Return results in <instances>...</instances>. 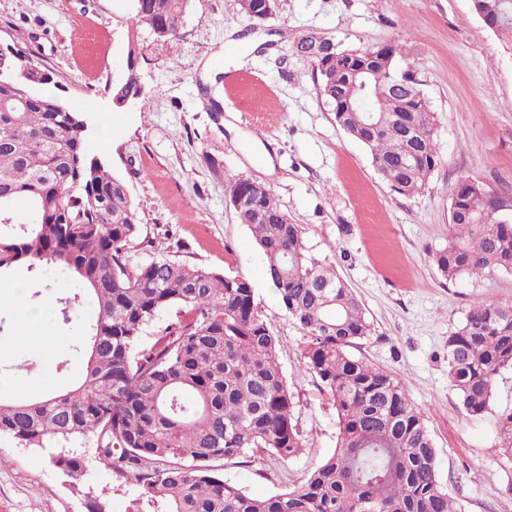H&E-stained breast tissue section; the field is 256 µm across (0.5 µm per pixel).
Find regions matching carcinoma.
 <instances>
[{
	"instance_id": "carcinoma-1",
	"label": "carcinoma",
	"mask_w": 512,
	"mask_h": 512,
	"mask_svg": "<svg viewBox=\"0 0 512 512\" xmlns=\"http://www.w3.org/2000/svg\"><path fill=\"white\" fill-rule=\"evenodd\" d=\"M187 0H134L137 22L164 37L178 34ZM512 42V0H471ZM254 23L266 0H246ZM333 41L298 40L311 58L318 94L343 131L369 152L395 192L425 191L441 162L437 120L420 83L398 65L400 48L383 44L338 60ZM30 54L0 47V102L18 88L13 75ZM43 71L24 108L0 110V278L25 263L70 273L97 305L78 340L81 378L38 398L0 397V436L44 448L87 438L94 457L131 481L129 512H458L437 466L426 420L405 383L350 347L371 323L347 283L308 255L272 190L235 179L226 195L248 227L280 306L304 332L302 358L336 409V448L306 481L254 498L215 472L211 462L266 453L290 458L304 447L296 402L282 373L277 341L249 279L164 259L132 263L139 217L124 180L88 159L85 132L42 91ZM141 93L129 71L113 88ZM497 196L481 183L454 186L448 246L434 255L441 276L456 280L512 271V219L496 214ZM176 310L151 340L144 332ZM512 367V306L474 302L448 335V381L459 407L480 416L496 375ZM503 454L512 458V411L500 415ZM69 476H85L88 458L55 456Z\"/></svg>"
}]
</instances>
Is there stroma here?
<instances>
[{"label":"stroma","instance_id":"35a3bbf8","mask_svg":"<svg viewBox=\"0 0 512 512\" xmlns=\"http://www.w3.org/2000/svg\"><path fill=\"white\" fill-rule=\"evenodd\" d=\"M332 39L347 49L395 43L437 115L441 162L426 191L405 196L375 171L367 150L337 126L317 75L296 41ZM136 71L145 94L115 108L110 88ZM26 40L51 76L45 92L87 122L86 154L127 184L140 218L135 262L168 259L249 278L295 396L303 451L217 459L213 467L249 496L304 483L336 446V410L302 362L304 333L280 308L248 228L226 196L242 178L270 187L310 255L331 264L372 326L354 355L404 380L437 448L441 479L460 512H512V460L497 438L512 411V368L497 376L488 410L461 414L448 383V336L473 301L512 304V274L446 281L433 257L448 244L449 196L469 179L512 186V48L472 12L471 0H278L259 26L237 0H188L177 36L140 27L131 0H0V44ZM243 81L226 87V72ZM22 288L34 321L13 313L0 330V390L38 395L68 388L82 370L76 336L96 316L91 296L53 268L20 265L0 301ZM71 298L63 322L59 298ZM65 368H58V361ZM55 449L0 438V512H87L90 498L126 512L128 479L92 466L76 481Z\"/></svg>","mask_w":512,"mask_h":512}]
</instances>
